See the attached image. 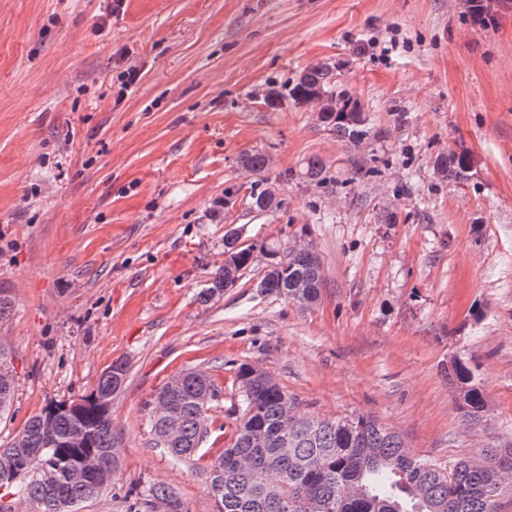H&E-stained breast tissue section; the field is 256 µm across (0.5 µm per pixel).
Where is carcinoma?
Listing matches in <instances>:
<instances>
[{"label": "carcinoma", "mask_w": 512, "mask_h": 512, "mask_svg": "<svg viewBox=\"0 0 512 512\" xmlns=\"http://www.w3.org/2000/svg\"><path fill=\"white\" fill-rule=\"evenodd\" d=\"M296 104L319 105L320 119L347 145L357 148L370 134L361 102L331 83L329 68L305 69L288 89ZM438 174L463 181L471 161L464 152L440 153ZM321 160H307L301 175L320 182ZM268 190L252 196L258 211L278 208ZM270 255L263 280L266 293L316 302L323 288L322 269L313 246L285 254L260 245ZM255 248H238L215 272L212 288H229L253 259ZM303 287H298V284ZM128 365L112 363L96 388L76 401L51 402L0 448V489L31 512H77L78 506L112 493L118 471L117 436L112 426V396L126 380ZM464 416L487 419V403L463 362L453 366ZM242 414L232 443L208 466L207 479L217 512H500L512 496V443L486 450L474 463L462 458L442 465L415 457L402 436L371 417L321 419L298 412L283 418L288 394L268 384L252 366L238 370ZM14 378L0 355V416L11 410ZM220 391L204 372L185 371L159 389L149 412L153 447L187 462L208 433V412ZM128 512H188L168 487L150 484L128 493Z\"/></svg>", "instance_id": "carcinoma-1"}]
</instances>
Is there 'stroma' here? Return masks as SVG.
Masks as SVG:
<instances>
[{"mask_svg":"<svg viewBox=\"0 0 512 512\" xmlns=\"http://www.w3.org/2000/svg\"><path fill=\"white\" fill-rule=\"evenodd\" d=\"M314 64L369 110L360 148L285 99ZM460 148L468 179L441 178L435 156ZM257 152L261 174L242 163ZM311 157L324 182L300 176ZM268 188L280 207L252 210ZM228 234L311 244L317 304L260 292L263 252L201 299ZM1 298L16 391L0 441L129 366L120 479L78 512H127L151 483L216 512L206 466L242 411L243 365L301 412L371 416L437 462L512 441V0L481 24L459 0H0ZM456 360L485 425L462 417ZM189 368L221 396L200 459L179 463L147 418Z\"/></svg>","mask_w":512,"mask_h":512,"instance_id":"35a3bbf8","label":"stroma"}]
</instances>
